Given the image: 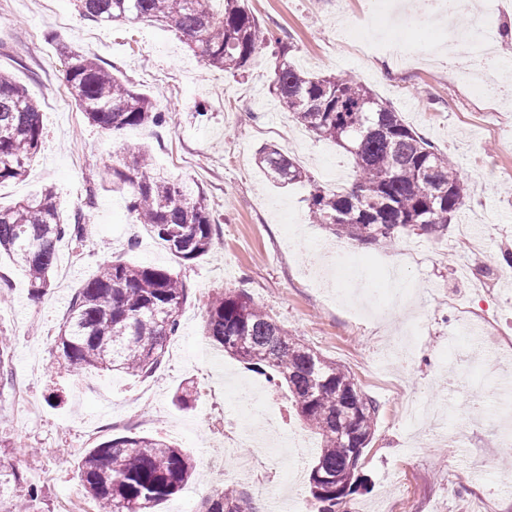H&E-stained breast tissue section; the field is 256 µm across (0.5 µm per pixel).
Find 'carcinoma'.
<instances>
[{"label": "carcinoma", "mask_w": 512, "mask_h": 512, "mask_svg": "<svg viewBox=\"0 0 512 512\" xmlns=\"http://www.w3.org/2000/svg\"><path fill=\"white\" fill-rule=\"evenodd\" d=\"M80 15L96 23L117 20L171 24L209 66L231 74L246 71L264 45L274 47V82L280 107L315 137L350 153L356 177L350 186L325 190L288 153L265 146L257 161L282 185L310 187L314 224L368 247L393 242L405 231L448 233L465 204V183L454 161L419 135L388 104L352 77L316 75L293 62L297 45L262 26L246 0H76ZM65 81L77 108L105 134L157 126L167 113L154 97L132 89L97 58L63 46ZM44 127L26 89L0 72V184L23 178L38 154ZM105 190L129 195L136 221L178 260L193 261L213 245L214 219L192 185L155 169L147 148L115 153L101 176ZM88 236L82 210L61 219L57 192L48 187L14 206L0 207V253L25 272L33 298L51 288L58 243ZM186 288L170 269L103 264L78 288L56 340L69 371L118 372L149 378L161 367L176 335ZM205 334L244 370L287 388L296 415L320 436L307 492L318 512L358 491L353 449L371 440L377 405L363 396L349 372L288 334L242 291L224 290L206 304ZM191 456L159 437L123 435L92 448L80 477L100 512H153L183 489L192 475ZM19 507L39 496L21 475L0 470V500ZM203 512H262L250 498L221 488L202 502Z\"/></svg>", "instance_id": "cac0c4a2"}]
</instances>
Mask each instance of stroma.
Here are the masks:
<instances>
[{"mask_svg":"<svg viewBox=\"0 0 512 512\" xmlns=\"http://www.w3.org/2000/svg\"><path fill=\"white\" fill-rule=\"evenodd\" d=\"M259 22L297 45L305 71L348 73L399 112L405 123L450 154L468 196L447 235L403 233L387 247L367 248L311 223L304 183L276 185L257 163L266 144L287 151L321 185L352 183L355 164L335 144L314 138L282 112L271 93L270 49L256 52L246 73L209 67L174 28L148 22L100 25L80 16L73 0H0V71L24 85L43 114L45 139L26 177L0 184V206L54 187L63 214L84 209L92 228L83 243H59L53 286L29 294L22 270L0 256V336L10 339L9 375L0 380V465L41 493L29 512H63L68 500L94 507L80 479L89 449L121 435H162L194 455V478L156 512H198L217 486L235 482L247 448L224 451V424L266 430L282 419L288 436L311 433L287 391L242 400L227 379L250 374L205 338V304L224 289L241 290L276 322L356 378L376 403L372 437L350 512H512V445L496 412L512 409L498 362L480 358L461 333L463 321L484 319L512 333V281L501 277L512 252V96L485 109L473 83L449 73L439 56L424 67H401L380 54L364 59L360 42L373 31L361 0H247ZM98 57L139 92L157 97L168 114L161 127L128 128L110 136L88 123L69 94L60 43ZM149 145L157 168L196 183L215 220L205 256L177 261L143 225L124 195L99 191L85 209L118 147ZM348 252L351 272H365L372 302L389 285L384 272L402 270L413 289L404 307L382 315L326 297L314 281L324 248ZM171 268L187 289L178 334L161 369L149 379L106 372L80 376L59 362L55 339L82 281L112 258ZM193 382L194 408L173 402Z\"/></svg>","mask_w":512,"mask_h":512,"instance_id":"35a3bbf8","label":"stroma"}]
</instances>
